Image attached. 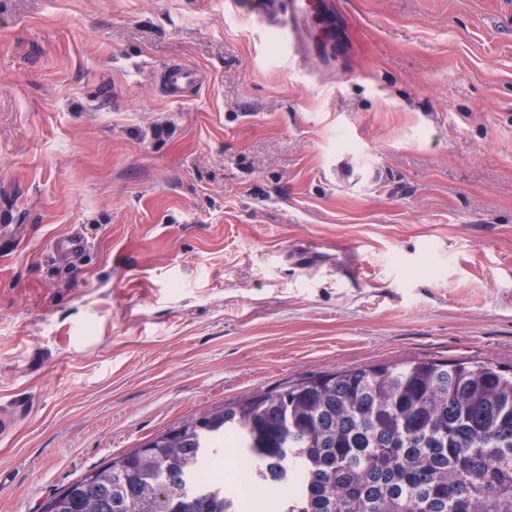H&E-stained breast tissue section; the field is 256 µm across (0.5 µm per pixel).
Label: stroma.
<instances>
[{
  "mask_svg": "<svg viewBox=\"0 0 512 512\" xmlns=\"http://www.w3.org/2000/svg\"><path fill=\"white\" fill-rule=\"evenodd\" d=\"M334 4L310 74L225 0H0V512L305 378L512 366V0ZM205 81V74L189 65H169L161 79L166 96L172 100H183L190 96ZM335 172L341 180L345 182H352L354 185H365L372 183L377 179L375 169L362 161H349L338 168L333 167L332 174H335ZM88 241L79 232L57 238L51 245L50 252L59 260L74 257L87 249Z\"/></svg>",
  "mask_w": 512,
  "mask_h": 512,
  "instance_id": "stroma-1",
  "label": "stroma"
}]
</instances>
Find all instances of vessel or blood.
Masks as SVG:
<instances>
[{
  "mask_svg": "<svg viewBox=\"0 0 512 512\" xmlns=\"http://www.w3.org/2000/svg\"><path fill=\"white\" fill-rule=\"evenodd\" d=\"M227 5L236 12L256 16L265 29L276 32L301 66L313 60L305 32L307 20L316 18L325 24L332 21L328 0H227ZM204 81L202 71L183 63L169 65L161 79L166 96L172 100L186 99ZM336 173L343 181L363 185L377 178L375 169L361 161L346 162ZM87 246V239L74 232L54 240L51 252L55 258L66 260L82 253Z\"/></svg>",
  "mask_w": 512,
  "mask_h": 512,
  "instance_id": "1",
  "label": "vessel or blood"
}]
</instances>
